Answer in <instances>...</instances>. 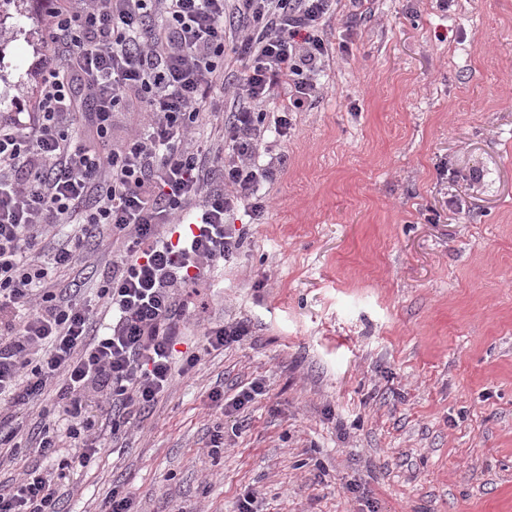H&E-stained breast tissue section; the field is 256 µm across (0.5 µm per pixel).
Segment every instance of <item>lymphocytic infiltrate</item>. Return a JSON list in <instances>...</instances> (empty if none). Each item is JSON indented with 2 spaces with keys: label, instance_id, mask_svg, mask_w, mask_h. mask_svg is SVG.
Returning a JSON list of instances; mask_svg holds the SVG:
<instances>
[{
  "label": "lymphocytic infiltrate",
  "instance_id": "obj_1",
  "mask_svg": "<svg viewBox=\"0 0 512 512\" xmlns=\"http://www.w3.org/2000/svg\"><path fill=\"white\" fill-rule=\"evenodd\" d=\"M338 3L59 0L51 9L32 110L0 116V396L22 409L52 395L42 413L77 419L80 465L104 448L80 421L87 398L107 404L116 435L168 390L196 284L243 245L225 216L265 211L260 185L275 174L274 163L257 162L267 109L276 107L284 136L292 114L321 97L332 54L325 28ZM130 103L152 120L113 142L112 116ZM206 116L222 124L200 150L190 134ZM77 120L88 140L70 136ZM188 212L194 231L170 242L165 226ZM58 224L79 225L75 245L49 242ZM106 230L112 263L98 298L112 320L101 328L96 306L50 270L95 252ZM250 334L242 320L208 325L182 373L201 352ZM57 483L25 470L0 484V512H61Z\"/></svg>",
  "mask_w": 512,
  "mask_h": 512
}]
</instances>
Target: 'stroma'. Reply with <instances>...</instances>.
Listing matches in <instances>:
<instances>
[{"label":"stroma","instance_id":"1","mask_svg":"<svg viewBox=\"0 0 512 512\" xmlns=\"http://www.w3.org/2000/svg\"><path fill=\"white\" fill-rule=\"evenodd\" d=\"M25 0L0 48V113L35 96L48 13ZM340 0L327 89L268 129L286 168L260 222L200 283L206 326L246 340L172 369L170 389L58 486L64 512H512V0ZM267 393L225 415L251 381ZM242 433H232L236 419ZM0 447V482L78 454ZM224 448L212 453L217 427Z\"/></svg>","mask_w":512,"mask_h":512}]
</instances>
